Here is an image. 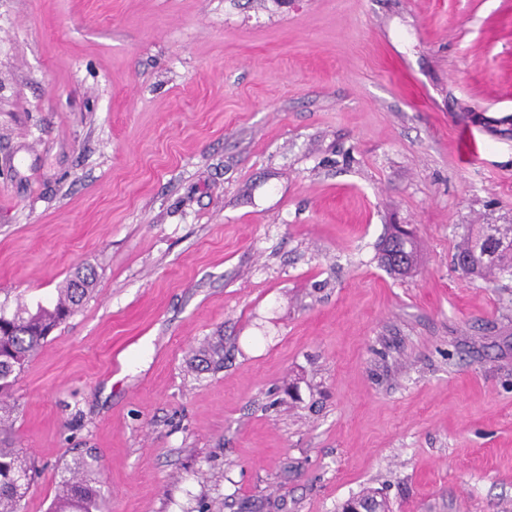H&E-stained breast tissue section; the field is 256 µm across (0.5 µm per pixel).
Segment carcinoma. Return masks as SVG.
I'll return each mask as SVG.
<instances>
[{"label":"carcinoma","mask_w":512,"mask_h":512,"mask_svg":"<svg viewBox=\"0 0 512 512\" xmlns=\"http://www.w3.org/2000/svg\"><path fill=\"white\" fill-rule=\"evenodd\" d=\"M398 241L406 247L401 255L409 260H417V243L410 234L400 236L397 227L381 244L382 260L390 272L406 276L412 273V266L403 269L388 257V254L395 252L394 245ZM458 255L470 257L469 274L476 273L490 282L505 274L512 276V226L478 225L464 239ZM93 282L92 270L82 267L57 288L51 306L40 305L33 313L20 309L10 317L0 312V325L12 327V331L0 333V512H20L21 502L29 494L34 469V462L24 461L22 451L15 447L9 425L14 406L5 399V395L9 393L18 373L38 353L53 330L80 306ZM200 357L207 364H223L224 337L219 336L203 346ZM99 483L100 476L92 468L83 476L72 472V476L61 481L49 512H105ZM356 503L368 512H387L385 502L377 499L370 490L357 496Z\"/></svg>","instance_id":"obj_1"}]
</instances>
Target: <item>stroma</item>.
<instances>
[{"instance_id":"35a3bbf8","label":"stroma","mask_w":512,"mask_h":512,"mask_svg":"<svg viewBox=\"0 0 512 512\" xmlns=\"http://www.w3.org/2000/svg\"><path fill=\"white\" fill-rule=\"evenodd\" d=\"M476 224H512V0H0V308L95 273L10 392L22 512L82 460L111 512H505ZM398 241L405 245L406 251H395L394 245ZM381 251L384 265L391 273H394L395 275L406 276L411 274V259L415 261V265H417V258L419 252L418 245L410 233H408V235H406L405 237H401L399 234V227H395L393 231L390 234H388V236L381 244ZM390 253L401 254L403 257H407L408 265L406 266L405 270H403L400 266H397V263L393 262L392 258L388 257V254Z\"/></svg>"}]
</instances>
